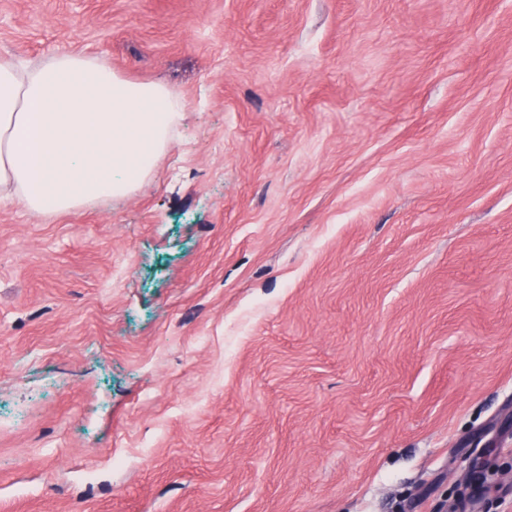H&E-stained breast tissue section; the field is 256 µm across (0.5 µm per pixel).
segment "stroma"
<instances>
[{
  "mask_svg": "<svg viewBox=\"0 0 512 512\" xmlns=\"http://www.w3.org/2000/svg\"><path fill=\"white\" fill-rule=\"evenodd\" d=\"M64 51L185 118L0 198V512H512V0H0Z\"/></svg>",
  "mask_w": 512,
  "mask_h": 512,
  "instance_id": "1",
  "label": "stroma"
}]
</instances>
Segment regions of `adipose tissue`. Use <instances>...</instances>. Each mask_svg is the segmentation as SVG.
Segmentation results:
<instances>
[{
  "label": "adipose tissue",
  "instance_id": "1",
  "mask_svg": "<svg viewBox=\"0 0 512 512\" xmlns=\"http://www.w3.org/2000/svg\"><path fill=\"white\" fill-rule=\"evenodd\" d=\"M183 109L160 83L62 53L27 72L0 60V193L52 215L132 194L153 173Z\"/></svg>",
  "mask_w": 512,
  "mask_h": 512
}]
</instances>
